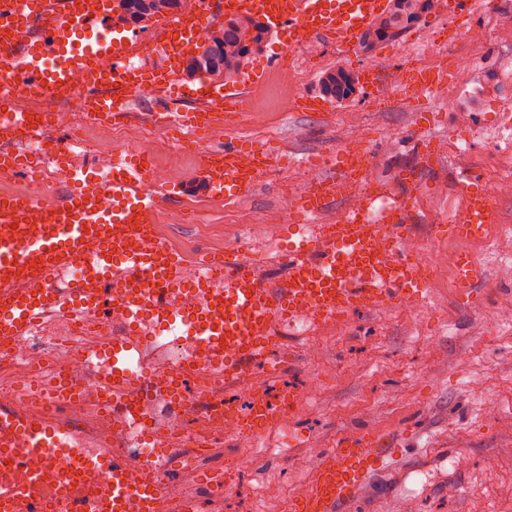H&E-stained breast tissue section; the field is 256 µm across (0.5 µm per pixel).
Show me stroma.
I'll return each instance as SVG.
<instances>
[{"mask_svg": "<svg viewBox=\"0 0 512 512\" xmlns=\"http://www.w3.org/2000/svg\"><path fill=\"white\" fill-rule=\"evenodd\" d=\"M498 27L480 48L460 32L486 17L478 10L450 11L447 5L371 50L342 53L323 44L325 61L306 80H288L289 60L279 59L277 36L249 63L261 81L248 99L257 110L242 128H225L220 139H204L199 152L158 146L156 159L172 170V184L194 186L199 154L244 140L262 139L288 154L290 162L262 176L239 203L170 195L163 209L171 219L165 230L173 245L205 254L239 242L262 258L263 282L284 287L286 270L277 261L289 218V192L305 189L304 160H319L358 139L369 154L375 181L416 204L406 215L409 239L433 268L429 299L418 306L359 309L343 325L328 327L312 339L293 336L297 366L276 377L257 375L255 384L276 398L286 388L299 396L296 414L285 431L269 436L272 453L249 449L252 466L236 493L224 500V512H284L291 495L302 492L328 449L343 437L369 430L397 436L391 467L362 490L354 512H512V188L498 195L500 231L489 246L456 236H436L463 205L461 185L472 176L489 181L496 160L512 152V129L486 102L512 69V0H496ZM446 39L451 55H475L467 73L448 78V86L425 100L401 98L402 69L434 39ZM376 66L389 94L374 104L362 91L334 99L325 114L280 109L289 92L320 94L324 72L357 74ZM468 111L473 123L457 129L456 114ZM457 131L468 153L448 148ZM432 138V159L421 156L418 142ZM413 179L403 182L401 171ZM199 208L194 223L175 218L188 205ZM245 211L250 223L234 221ZM465 253L483 266L485 279L470 295L455 289V258Z\"/></svg>", "mask_w": 512, "mask_h": 512, "instance_id": "1", "label": "stroma"}]
</instances>
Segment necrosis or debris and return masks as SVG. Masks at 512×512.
<instances>
[{"label": "necrosis or debris", "instance_id": "1", "mask_svg": "<svg viewBox=\"0 0 512 512\" xmlns=\"http://www.w3.org/2000/svg\"><path fill=\"white\" fill-rule=\"evenodd\" d=\"M86 80V74L75 69L66 83L50 89L49 102H41L37 95L28 93L18 95L14 104L26 112L53 111L58 124L74 129L77 143L108 153L112 150L111 123L103 121L89 129L81 122L79 97ZM68 179V166L45 165L26 186L20 187L15 170L0 166V195H34L43 209L52 210L60 201L57 185ZM111 352V331L95 333L82 315L69 319L62 334L36 333L19 346L0 344V409L42 415V403L24 398L23 392L35 372L63 373L80 385L83 393L60 407L58 414L77 428L87 445L98 448L100 457H107L114 447L120 453L131 454L133 459L147 460L155 456L157 448H165L170 459L169 468L161 473L170 490L166 512H177L181 502L196 499L204 489L210 494L208 512H224V498L233 494L238 479L250 467V459L234 452L223 458L221 467L209 464L214 448L236 441L239 436L238 430L224 422L223 368H201L191 379V392L173 403L165 401L159 377L177 372L189 360V351H181L155 370L140 363L136 373L142 378L138 398L146 409L144 420L116 444L112 441V415L100 408L101 379L92 373L93 368L107 361ZM148 437L153 440L149 448L143 445ZM9 440L10 457L0 458V483L19 487L12 512H52L56 490L46 477L53 464L63 458L64 449L57 448L48 454L28 447L23 436L13 434ZM33 476L40 479L34 486L28 483Z\"/></svg>", "mask_w": 512, "mask_h": 512}]
</instances>
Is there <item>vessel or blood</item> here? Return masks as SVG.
I'll return each mask as SVG.
<instances>
[{
  "label": "vessel or blood",
  "mask_w": 512,
  "mask_h": 512,
  "mask_svg": "<svg viewBox=\"0 0 512 512\" xmlns=\"http://www.w3.org/2000/svg\"><path fill=\"white\" fill-rule=\"evenodd\" d=\"M225 15L260 19L268 29L286 34L285 51L313 39L355 46L362 32L388 9L389 0H212ZM214 13L193 11L169 18L170 28L149 45L160 62L158 69L131 67L125 34L112 19L108 0H0V62L9 65L14 79L0 83V142L50 141L52 113L28 120L25 112L8 101L22 91L46 94L49 86L65 82L71 70L89 75L85 99L87 119L118 115L129 101L161 90L163 101L153 117L158 127H178L194 132L205 129L211 116L205 112H172L171 97H208L224 103L225 125L243 126L247 117L246 90L259 77L250 71L233 83L202 81L175 84L173 73L183 67L188 48L198 46L199 34ZM112 56V71L97 68L101 52ZM448 83V65L429 69L420 64L407 68L401 92L421 98ZM251 164L241 162L236 147L205 153L200 170L205 197L235 201L249 194L263 172L285 162L265 147L257 149ZM150 158L139 150L112 159L108 176L70 170L72 190L57 210L32 222L40 207L35 197L0 198V339L21 343L42 312L58 306L56 279L75 263H82L89 287H76L73 298L86 313H100L105 304L119 309L124 335L112 342V358L101 368L106 393L112 396L117 429L134 426L139 414L135 399L137 381L127 354L134 340L152 320L179 324L198 363L223 364L225 374L255 367L279 371L273 350L281 342L275 330L303 319L344 321L357 309L376 306L423 304L428 299L431 270L420 253L406 246V212L415 204L407 196L395 202L371 190L362 205L345 210L335 223L316 218L326 205L342 198L351 171L363 164L360 155H336L335 176L317 181L302 197L300 210L290 219L288 245L277 255L288 270L280 291L266 288L254 257L238 252L224 258H201L206 270L196 288L201 302L188 313L173 309V296L187 295L181 279V257L166 245L146 246L162 197L148 186ZM465 206L440 234L483 237L500 225V209L488 188L468 180L463 187ZM96 240L97 253L84 250ZM485 277V269L471 257L457 260L456 286L470 292ZM79 386L57 374L37 378L28 391L45 404H62L75 398ZM226 417L240 429L258 436L280 418L275 406L255 401L248 413H239L235 402L224 404ZM26 436L31 447L67 448L70 465L55 468L54 477L64 486L56 512H70L73 498L67 489L80 470L94 467L75 428L44 414L38 417L0 411V437ZM382 436L364 433L343 439L323 457L303 493L289 499L285 512H347L363 486L391 459ZM158 465H134L122 455L112 458L110 493L103 512H163L169 492L157 477Z\"/></svg>",
  "instance_id": "vessel-or-blood-1"
}]
</instances>
